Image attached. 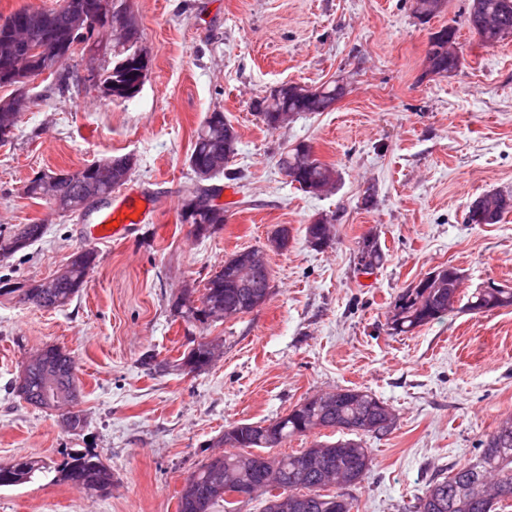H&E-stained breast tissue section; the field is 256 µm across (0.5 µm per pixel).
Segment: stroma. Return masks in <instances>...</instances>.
<instances>
[{
  "mask_svg": "<svg viewBox=\"0 0 512 512\" xmlns=\"http://www.w3.org/2000/svg\"><path fill=\"white\" fill-rule=\"evenodd\" d=\"M137 20L151 65L131 99L87 81L75 54L68 90L36 78L13 138L0 144V234L41 224L43 237L0 256V277L19 283L54 274L70 255L97 262L64 308L45 310L0 293V464L21 457L60 465L90 451L112 470L108 493L36 475L0 487V512H178L184 479L214 453L228 426L288 413L308 396L360 388L397 414L385 438H366L375 465L346 488L352 512H414L439 474L473 458L512 414V308L459 311L408 334L389 317L399 295L441 265L463 290L512 287V213L468 224L466 209L490 191L512 192V36L482 44L469 0H447L430 21L412 0H113ZM453 27L461 66L424 76L430 35ZM347 86L333 110L268 129L253 102L276 86ZM220 110L238 151L220 188L222 230L194 237L181 213L195 132ZM339 172L335 189L303 193L280 170L297 142ZM133 155L128 181L86 212L63 215L24 186L47 170L76 171L105 156ZM134 201L139 224L122 239L90 236L100 213ZM334 220L324 249L305 226ZM287 250L266 255L272 295L264 306L209 325L175 317L185 287L203 290L225 257L266 248L278 226ZM386 254L374 274L358 269V243ZM223 343L201 372L177 361L200 337ZM71 356L85 427L64 429L55 410L11 390L26 357L48 345ZM154 355V368L142 365Z\"/></svg>",
  "mask_w": 512,
  "mask_h": 512,
  "instance_id": "1",
  "label": "stroma"
}]
</instances>
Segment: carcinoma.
<instances>
[{
  "label": "carcinoma",
  "mask_w": 512,
  "mask_h": 512,
  "mask_svg": "<svg viewBox=\"0 0 512 512\" xmlns=\"http://www.w3.org/2000/svg\"><path fill=\"white\" fill-rule=\"evenodd\" d=\"M91 0H70L73 9L59 5L53 9L22 8L0 22V57L10 55L14 47L12 25L22 15L26 19V49L33 51L31 71L50 70L57 75V89H68L69 77L64 75V63L50 49L64 45L73 51L85 50L96 42L101 28L92 24L82 27L76 24L74 9L89 4ZM478 4L481 14L493 18L492 26L477 32L480 40L494 45L506 36L512 35V0H470ZM456 39L452 27H444L431 34L426 54L434 57L439 75H448V69L456 70L460 60L448 61V41ZM134 53L131 45L123 47L116 54L112 67L103 70L100 81L104 86L116 84L131 85L136 80L137 68H121L118 63ZM342 96L336 82L314 86L303 96H266L254 104V109L271 128L281 127L280 116L294 113L298 116L312 112H327L333 108ZM27 109L24 97L14 89L7 97L0 99V143H6L13 137V130L6 124L19 122L21 112ZM238 135L232 124L224 120L219 110L209 112L204 117L192 144L188 164L194 174V182L185 189L182 208V220L192 225L196 236H207L224 226V212L215 211L207 206L203 198L211 189L203 187L199 172L210 170L216 162L226 164L237 153ZM311 149L305 142H299L280 155L279 166L290 178L296 188L316 194V187L338 176L331 164L319 160L306 164L304 153ZM108 168L101 170L87 166V171L52 172L57 177L55 195L61 201V211L75 213L91 204L90 187L97 185L98 190L122 185L129 177L131 169L125 165V156L108 157ZM492 199L501 214L512 212V193L503 191L487 192L475 201ZM44 225L25 224L16 233L0 235V254H14L42 237ZM358 256L367 264L378 269L384 264L385 254L378 241L366 236L360 242ZM97 254L92 249H82L72 254L66 264V274L62 276L56 288L50 293H41L8 280L0 281V290L21 292L23 300L43 309H56L68 305L82 288L88 272L96 265ZM239 259L231 256L224 259V265L207 280L204 292L198 299L199 305L186 302L187 290L173 304L174 311L187 323H204L200 315L205 307H238L244 312L248 309L251 295H260L272 291L270 272L267 267L255 269L246 285L240 288L228 287L226 279L239 274ZM442 279L436 288H423L416 292L404 291L396 301V313L392 319V329L399 334H408L453 312L455 307L448 306V300H461L463 273L453 265L438 267ZM512 308V288H481L467 296L463 310L481 313L496 309ZM45 358L55 366L60 375V384L70 383L73 368L70 355L62 348L47 345L43 348ZM182 365L191 371H201L210 366L207 352L202 343L189 349L182 358ZM45 381L39 370L29 372L27 388L17 393L28 404L40 409H59L63 403L54 396H44ZM359 390L339 388L328 394L332 398L329 406L324 407L317 400L307 397L299 402L301 409H291L288 414L275 418L280 428V446L297 436H308L322 428L343 431L342 425L357 421L360 417L369 420L371 428L363 432H354V437H341L335 441H317L315 446L325 449L324 465L329 467L333 479L350 477V485H359L374 466L371 449L367 448L362 437L381 438L390 435L394 428L382 425V418L372 402L377 397L368 392L365 399L357 397ZM267 421L238 422L235 443L224 449V455L201 464L193 471L194 491L179 497L178 512H216L221 505L224 512H235L234 502L224 499V483L233 486L249 487L260 482V471L253 459V449H272L274 445L267 439ZM278 478L276 484L283 492L293 497H301L300 508L296 512H351V502L342 492L328 493L331 484L323 478V472L313 468L306 460V450L291 454H268ZM49 469L42 460L22 457L13 464L0 467V487L15 486L32 479L36 474ZM56 481L79 486H94L100 492H106L112 486V470L104 465L93 453L74 450L67 459L56 468ZM512 500V416L501 419L495 429L481 440L478 453L470 460L434 478L429 482L422 496L418 497L416 512H494L499 503Z\"/></svg>",
  "instance_id": "1"
}]
</instances>
